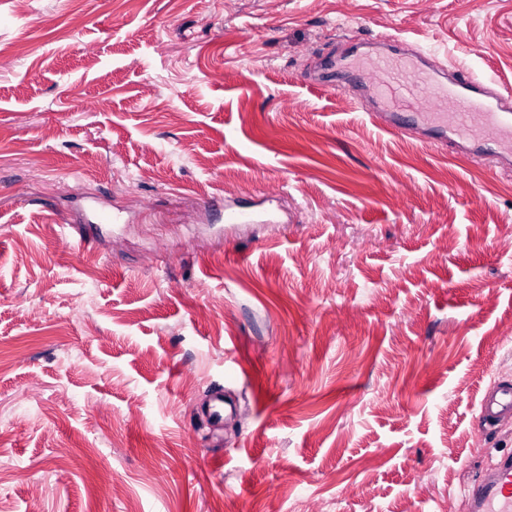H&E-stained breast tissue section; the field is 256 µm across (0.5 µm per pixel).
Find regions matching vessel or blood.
<instances>
[{
	"mask_svg": "<svg viewBox=\"0 0 512 512\" xmlns=\"http://www.w3.org/2000/svg\"><path fill=\"white\" fill-rule=\"evenodd\" d=\"M369 72L375 76L370 92L382 105L371 118L383 128L407 134L425 130L442 146L467 141L472 155L484 160L497 156L499 144L512 138V91H489L481 74L458 68L445 80L440 69H419L410 57L380 56L369 71H352L350 78L360 83ZM507 418H512V380L504 379L480 399L479 427ZM464 496L469 512H512V457L502 456Z\"/></svg>",
	"mask_w": 512,
	"mask_h": 512,
	"instance_id": "vessel-or-blood-1",
	"label": "vessel or blood"
}]
</instances>
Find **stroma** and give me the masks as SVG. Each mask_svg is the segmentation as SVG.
Here are the masks:
<instances>
[{
	"label": "stroma",
	"instance_id": "obj_1",
	"mask_svg": "<svg viewBox=\"0 0 512 512\" xmlns=\"http://www.w3.org/2000/svg\"><path fill=\"white\" fill-rule=\"evenodd\" d=\"M390 35L512 88V0H0V512H438L512 453V172L313 80ZM506 418H512V380L509 379L494 383L479 400V427L484 431Z\"/></svg>",
	"mask_w": 512,
	"mask_h": 512
}]
</instances>
